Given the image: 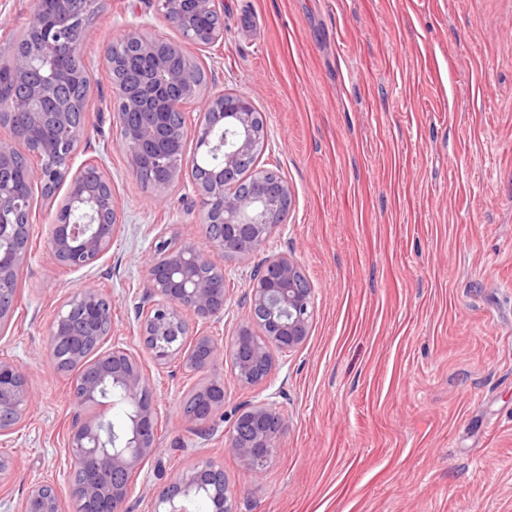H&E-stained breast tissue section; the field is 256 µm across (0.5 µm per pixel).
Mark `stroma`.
<instances>
[{
    "mask_svg": "<svg viewBox=\"0 0 512 512\" xmlns=\"http://www.w3.org/2000/svg\"><path fill=\"white\" fill-rule=\"evenodd\" d=\"M224 39L197 53L204 87L249 96L267 129L261 167L292 188L287 224L246 258L210 252L230 336L265 256H295L313 289L310 335L280 356L261 394L286 418L260 479L225 453L255 390L230 364L189 373L139 356L161 424L135 483L158 488L202 462L223 467L236 512H512V0H222ZM133 26L182 43L150 0H98L81 57L92 137L74 165L112 178L121 231L91 272L52 258L53 213L33 195L32 258L0 358L19 361L36 400L0 436V512L73 461L72 373L44 355L64 298L93 279L112 299L116 340L138 347L137 306L155 226L208 249L184 189L166 208L133 174L109 109L105 49ZM224 382L210 440L182 418L189 391Z\"/></svg>",
    "mask_w": 512,
    "mask_h": 512,
    "instance_id": "obj_1",
    "label": "stroma"
}]
</instances>
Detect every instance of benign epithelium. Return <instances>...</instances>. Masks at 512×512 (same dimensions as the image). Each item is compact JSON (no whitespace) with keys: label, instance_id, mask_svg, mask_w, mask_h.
Returning <instances> with one entry per match:
<instances>
[{"label":"benign epithelium","instance_id":"benign-epithelium-1","mask_svg":"<svg viewBox=\"0 0 512 512\" xmlns=\"http://www.w3.org/2000/svg\"><path fill=\"white\" fill-rule=\"evenodd\" d=\"M87 4L74 8L67 0H32L28 32L17 47L12 77L17 93L0 103V337L9 330L10 306L17 282L31 251L27 224L32 200L12 184L22 167L24 149L35 145L43 160L22 167L26 180L51 196L61 186L67 193L49 225L48 249L54 260L73 271L92 269L112 248L120 230L117 199L104 172L90 176L73 169L72 160L89 138L85 121L87 99L75 100L65 87L83 75L61 53L88 35ZM156 10L175 27L186 44L210 48L224 39V26L202 27L199 20L221 15L219 0H153ZM126 53L105 55L112 75L113 118L117 144L127 154L132 171L154 172L149 186L164 204L167 192L182 184L191 189L203 213L204 232L211 246L225 256H248L259 251L281 225L292 204L288 182L279 174L252 165L244 172L243 158L255 156L266 130L250 97L220 91L206 94L200 66L181 44L163 37H146L136 28L119 40ZM187 64L172 65V57ZM149 60L151 84L157 87L156 110L139 85L123 78L133 58ZM198 108L192 113L187 106ZM195 151L185 154L188 131ZM145 265L139 311V342L153 362L164 367L175 359L186 368L207 372L231 361L237 381L245 388L263 385L276 369L274 355L301 347L311 329L313 289L299 263L288 254L265 257L250 278L245 310L232 336L215 340L204 326L224 320L227 295L224 269L214 264L188 239L160 229ZM112 298L87 281L66 297L48 334L46 354L57 371L78 369L69 397L79 407L68 427L73 458L70 488L81 512H130L132 478L157 451L159 412L152 402L148 377L137 352L112 339ZM65 344L68 362L57 356ZM224 383L211 379L195 389L182 415L191 430L208 439L224 418ZM34 394L26 368L0 358V436L13 433L24 421ZM125 409L123 428L106 436L109 422L103 412L87 408L103 401ZM285 419L270 398L239 408L225 452L235 456L254 479L262 477L270 457L279 450ZM205 494L212 512H234L233 492L224 469L211 463L188 468L157 492L146 491L150 512H188L187 504ZM14 512H60L57 487L32 484Z\"/></svg>","mask_w":512,"mask_h":512}]
</instances>
